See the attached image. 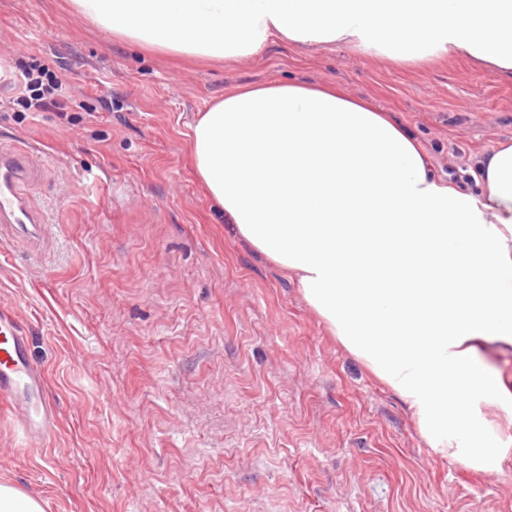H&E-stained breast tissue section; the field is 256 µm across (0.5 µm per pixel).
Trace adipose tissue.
I'll list each match as a JSON object with an SVG mask.
<instances>
[{
    "label": "adipose tissue",
    "instance_id": "ef3b65f1",
    "mask_svg": "<svg viewBox=\"0 0 512 512\" xmlns=\"http://www.w3.org/2000/svg\"><path fill=\"white\" fill-rule=\"evenodd\" d=\"M116 38L175 60L236 62L275 43L397 63L467 57L512 78L504 0H70ZM195 172L235 234L294 280L331 336L407 405L441 457L512 461V139L477 193L435 174L391 113L332 85L273 81L215 99Z\"/></svg>",
    "mask_w": 512,
    "mask_h": 512
}]
</instances>
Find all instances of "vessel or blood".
Here are the masks:
<instances>
[{"label":"vessel or blood","instance_id":"b4317fda","mask_svg":"<svg viewBox=\"0 0 512 512\" xmlns=\"http://www.w3.org/2000/svg\"><path fill=\"white\" fill-rule=\"evenodd\" d=\"M37 164L26 145L0 149V228L38 253L51 228L32 206L24 185ZM30 324L16 308L0 305V399L12 407L28 446H41L55 435L58 407L46 390V374L29 354Z\"/></svg>","mask_w":512,"mask_h":512}]
</instances>
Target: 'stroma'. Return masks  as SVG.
I'll use <instances>...</instances> for the list:
<instances>
[{"mask_svg":"<svg viewBox=\"0 0 512 512\" xmlns=\"http://www.w3.org/2000/svg\"><path fill=\"white\" fill-rule=\"evenodd\" d=\"M49 61L65 113L0 82V146L36 147L53 240L0 242V303L32 325L58 402L26 448L0 401V482L45 512H512V464L432 453L404 403L329 336L295 284L232 232L197 179L190 126L273 80L331 84L395 113L464 190L512 139V81L465 59L395 64L273 44L225 66L115 39L68 0H0V60Z\"/></svg>","mask_w":512,"mask_h":512,"instance_id":"stroma-1","label":"stroma"}]
</instances>
